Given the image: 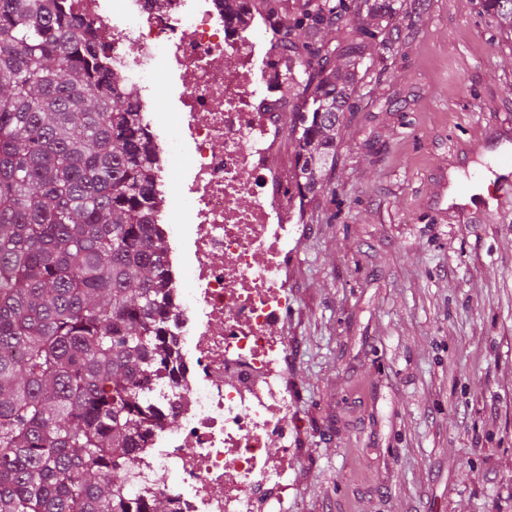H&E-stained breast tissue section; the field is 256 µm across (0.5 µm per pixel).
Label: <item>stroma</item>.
<instances>
[{
    "instance_id": "35a3bbf8",
    "label": "stroma",
    "mask_w": 512,
    "mask_h": 512,
    "mask_svg": "<svg viewBox=\"0 0 512 512\" xmlns=\"http://www.w3.org/2000/svg\"><path fill=\"white\" fill-rule=\"evenodd\" d=\"M358 76L321 188L293 199V463L282 512H512V32L406 0Z\"/></svg>"
}]
</instances>
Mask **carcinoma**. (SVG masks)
<instances>
[{"label": "carcinoma", "instance_id": "carcinoma-1", "mask_svg": "<svg viewBox=\"0 0 512 512\" xmlns=\"http://www.w3.org/2000/svg\"><path fill=\"white\" fill-rule=\"evenodd\" d=\"M283 30L293 192L322 186L397 0H246ZM512 30V0H487ZM350 43L324 33L349 17ZM67 0H0V512H173L134 483L176 372L148 126Z\"/></svg>", "mask_w": 512, "mask_h": 512}]
</instances>
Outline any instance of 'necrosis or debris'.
<instances>
[{
  "label": "necrosis or debris",
  "mask_w": 512,
  "mask_h": 512,
  "mask_svg": "<svg viewBox=\"0 0 512 512\" xmlns=\"http://www.w3.org/2000/svg\"><path fill=\"white\" fill-rule=\"evenodd\" d=\"M151 112L159 221L175 225L176 416L160 417L138 484L174 512H278L288 493L286 343L292 168L272 143L285 54L225 18L220 0H70ZM138 46L130 55L126 46ZM169 87L166 108L152 97ZM190 164L169 178L180 155ZM279 450H272V443Z\"/></svg>",
  "instance_id": "obj_1"
}]
</instances>
